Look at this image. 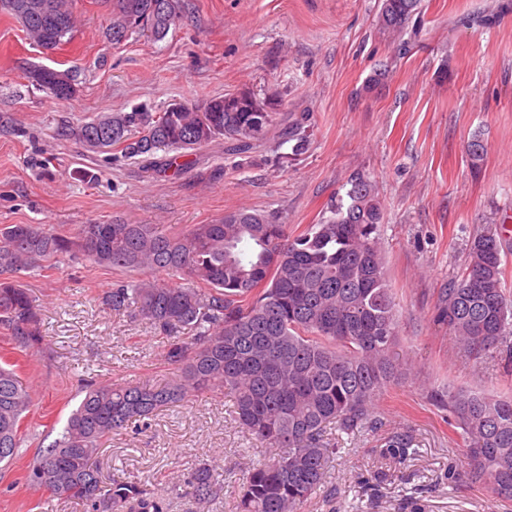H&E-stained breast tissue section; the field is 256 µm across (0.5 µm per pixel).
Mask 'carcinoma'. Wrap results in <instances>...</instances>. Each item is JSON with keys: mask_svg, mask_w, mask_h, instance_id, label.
Returning a JSON list of instances; mask_svg holds the SVG:
<instances>
[{"mask_svg": "<svg viewBox=\"0 0 512 512\" xmlns=\"http://www.w3.org/2000/svg\"><path fill=\"white\" fill-rule=\"evenodd\" d=\"M112 4L107 34L118 44L135 31L164 38L182 17L183 0H102ZM420 0H383L378 23L402 33ZM37 43L52 52L75 36L72 0H0ZM28 78L57 100L78 92L76 75L34 66ZM281 102L249 90L212 99L203 111L186 104L170 112H108L80 127L91 152L119 148L146 170L178 173L191 152L224 144L242 157L270 141L292 144L276 157L281 167L304 153V120L288 119ZM347 202H332L330 216L288 232L269 216L245 209L212 224L162 233L151 224H83L63 233L46 224L0 227V326L24 348L44 337L36 299L22 276L60 258L84 259L120 274L102 303L130 312L166 338L164 361L177 374L163 385L104 381L85 390L60 437L39 451L32 478L60 499L96 512H117L132 500L139 512H159L135 485L103 482L94 466L105 439L129 423L207 392L233 399L234 420L269 449L242 483L240 512H301L321 490L338 448L331 428L354 437L377 425L374 405L401 373L391 357L398 310L386 279L379 242L384 221L375 185L356 174ZM502 245L484 230L467 245V263L442 300L440 319L468 356L512 358V295L503 286ZM192 335L181 338L177 332ZM434 400L448 407L453 431L466 443L470 481L512 498V396L450 389ZM32 405L18 369L0 364V463L18 456ZM216 476L200 468L199 497Z\"/></svg>", "mask_w": 512, "mask_h": 512, "instance_id": "cac0c4a2", "label": "carcinoma"}]
</instances>
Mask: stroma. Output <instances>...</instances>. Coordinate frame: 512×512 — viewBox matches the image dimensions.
Returning <instances> with one entry per match:
<instances>
[{"instance_id":"stroma-1","label":"stroma","mask_w":512,"mask_h":512,"mask_svg":"<svg viewBox=\"0 0 512 512\" xmlns=\"http://www.w3.org/2000/svg\"><path fill=\"white\" fill-rule=\"evenodd\" d=\"M382 3L184 0L182 21L163 40L134 33L115 44L105 37L107 8L77 0L74 39L50 53L0 14V226L68 233L117 219L168 233L248 209L299 230L345 196L350 177L368 176L399 310L392 357L413 370L380 395L381 428L337 436L327 483L303 512H512V499L463 478L465 446L428 396L450 387L512 395V368L463 356L438 319L478 231L498 230L512 291V0H420L399 35L380 28ZM33 65L75 70V98L32 85ZM244 89L306 117L309 148L284 168L266 165L270 147L239 166L219 145L196 151L197 169L152 175L120 149L85 151L76 135L102 112L174 102L200 110ZM475 139L484 146L477 158ZM214 167L220 177H198ZM114 278L81 261L54 263L27 282L43 345L23 350L0 328V358L18 362L34 397L17 459L0 464V512H92L32 482L39 448L79 405L80 379L163 383L174 374L148 324L99 303ZM232 407L211 393L114 432L95 460L103 482L135 484L162 512H237L240 486L265 450ZM397 434L412 439L401 460L387 446ZM205 463L221 482L201 501L189 481Z\"/></svg>"}]
</instances>
